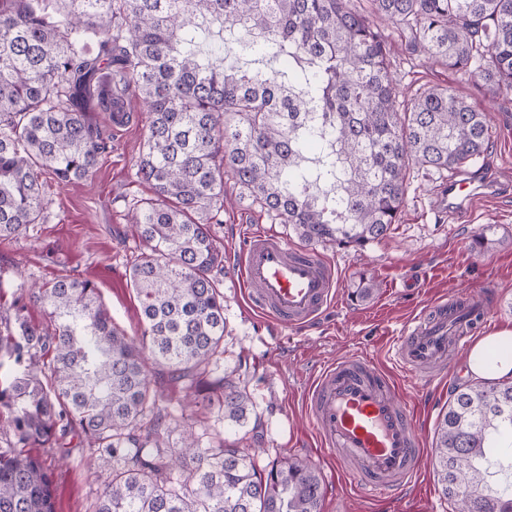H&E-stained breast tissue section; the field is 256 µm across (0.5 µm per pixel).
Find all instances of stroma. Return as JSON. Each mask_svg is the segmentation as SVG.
Segmentation results:
<instances>
[{
  "mask_svg": "<svg viewBox=\"0 0 512 512\" xmlns=\"http://www.w3.org/2000/svg\"><path fill=\"white\" fill-rule=\"evenodd\" d=\"M391 49V73L400 105L426 89H451L486 112L490 141L479 168L497 184L493 196L480 197L467 210L449 209L444 197L447 174L410 167L399 224L362 251L334 245H307L291 226L278 224L228 189L222 223L212 230L224 250V360L236 382L254 402L256 427L226 425L227 443L258 449V466L283 457L315 465L324 490L322 512H452L434 477L431 451L435 426L455 385L472 382L468 352H450L440 369L399 378V394L417 414L425 450L417 485L377 498L354 489L347 466L327 456L308 424L304 396L320 369L336 358L363 354L391 371L388 351L402 328L437 299L480 296L491 305L485 327L471 340L512 327V91H493L413 48L409 33L377 21ZM126 100L132 117L117 125L97 101L85 105L108 148L93 172L70 185L43 176L45 220L18 238L0 240V307L10 308L21 287L62 276L92 281L113 324L127 335L142 331L140 302L130 284L134 260L144 253L128 223L150 187L136 175V161L147 130L135 94ZM487 231L489 245L471 249V238ZM257 232L281 236L293 248L307 250L330 263L337 275L336 292L323 312L299 327L276 325L253 310L240 283V260ZM377 285L373 295L357 299L363 281ZM68 456L54 473L57 512H94L112 465L96 459L77 435L62 441Z\"/></svg>",
  "mask_w": 512,
  "mask_h": 512,
  "instance_id": "obj_1",
  "label": "stroma"
}]
</instances>
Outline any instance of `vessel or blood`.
<instances>
[{"instance_id": "b4317fda", "label": "vessel or blood", "mask_w": 512, "mask_h": 512, "mask_svg": "<svg viewBox=\"0 0 512 512\" xmlns=\"http://www.w3.org/2000/svg\"><path fill=\"white\" fill-rule=\"evenodd\" d=\"M479 191L475 180L454 178L445 196L449 204L464 207ZM240 273L251 307L286 327L312 322L336 284L334 268L272 234L250 240ZM489 317L475 297L436 303L407 325L393 360L404 372L442 365L449 344L467 348L472 329ZM305 405L321 447L355 461L354 479L363 489L380 496L415 481L423 452L413 417L367 358L351 354L330 363L308 390Z\"/></svg>"}]
</instances>
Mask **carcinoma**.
<instances>
[{
  "mask_svg": "<svg viewBox=\"0 0 512 512\" xmlns=\"http://www.w3.org/2000/svg\"><path fill=\"white\" fill-rule=\"evenodd\" d=\"M370 2L428 56L512 90V0ZM390 53L355 0H0V238L43 219L42 176L68 184L96 166L104 143L84 105L125 111L114 85L145 109L136 176L152 189L132 216L149 250L130 276L141 335L114 326L88 279L33 284L13 302L0 335V512H56L58 438L72 433L112 463L95 512H321L304 460L260 470L217 428L169 441L179 423L152 367L182 385L181 419L213 408L247 425L250 395L211 369L224 355L211 225L223 223L226 172L301 240L360 250L399 223L411 164L448 172L484 156L485 115L451 90L399 112ZM31 307L54 329L28 320ZM433 448L455 512H512L511 383L455 388Z\"/></svg>",
  "mask_w": 512,
  "mask_h": 512,
  "instance_id": "1",
  "label": "carcinoma"
}]
</instances>
